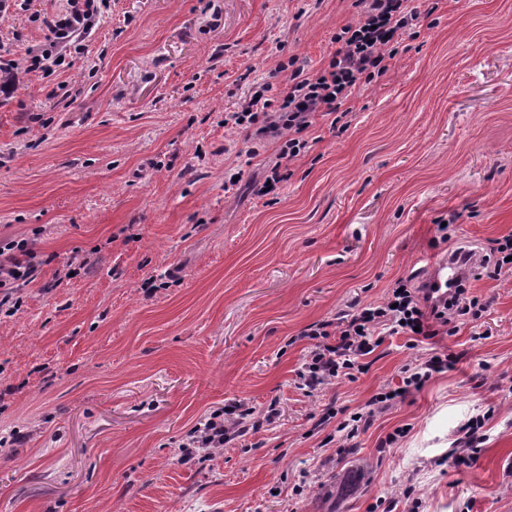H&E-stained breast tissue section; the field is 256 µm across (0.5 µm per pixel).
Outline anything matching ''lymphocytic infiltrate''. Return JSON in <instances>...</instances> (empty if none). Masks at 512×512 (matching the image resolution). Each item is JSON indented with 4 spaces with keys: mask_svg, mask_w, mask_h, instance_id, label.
<instances>
[{
    "mask_svg": "<svg viewBox=\"0 0 512 512\" xmlns=\"http://www.w3.org/2000/svg\"><path fill=\"white\" fill-rule=\"evenodd\" d=\"M112 0H61L54 14L38 9L35 0H0V18L19 13L46 32L44 43L12 58L7 44L0 43V73L14 77L17 70L48 78L67 60L84 53L85 41L109 13ZM360 11L354 23L331 37L336 49L327 66L311 71L296 57L280 60L277 72L288 75V90L277 94L263 83L240 105L225 113L224 125L241 129L254 144L274 143L280 160H294L309 146L308 133L316 117L339 114L365 84L384 76L398 53V39L420 14L412 0H357ZM40 262L34 242L28 238L0 239V307L10 303L20 286L34 281ZM426 283L398 279L383 302L352 304L335 327L318 323L305 332L314 345L306 355L297 378L300 386L316 391L339 378L356 380L367 370L363 359L381 346L386 337L405 336L412 342L431 340L449 333L455 321L479 320L486 310L467 288H455L450 298L430 302ZM453 365L450 355L431 353L406 364L399 386L382 388L364 412L345 414L336 430L353 439L367 418L384 411L397 398L420 390L434 375ZM252 407L237 403L218 408L202 417L179 443L181 460L211 457L214 450L248 434Z\"/></svg>",
    "mask_w": 512,
    "mask_h": 512,
    "instance_id": "lymphocytic-infiltrate-1",
    "label": "lymphocytic infiltrate"
}]
</instances>
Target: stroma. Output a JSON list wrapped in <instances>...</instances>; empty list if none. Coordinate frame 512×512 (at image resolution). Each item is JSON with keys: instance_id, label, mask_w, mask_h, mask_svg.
<instances>
[{"instance_id": "stroma-1", "label": "stroma", "mask_w": 512, "mask_h": 512, "mask_svg": "<svg viewBox=\"0 0 512 512\" xmlns=\"http://www.w3.org/2000/svg\"><path fill=\"white\" fill-rule=\"evenodd\" d=\"M356 16L354 0H112L70 67L0 92V237L43 260L0 312V512H512V272L470 275L485 313L435 344L391 336L356 380L296 384L309 326L512 234V0H438L348 129L317 118L281 193H248L276 147L246 158L225 113L253 83L287 88L278 58L320 69ZM0 41L21 57L44 33L20 13ZM76 258L90 273L58 279ZM433 350L454 369L352 441L321 424ZM240 401L258 429L179 462L190 428Z\"/></svg>"}]
</instances>
